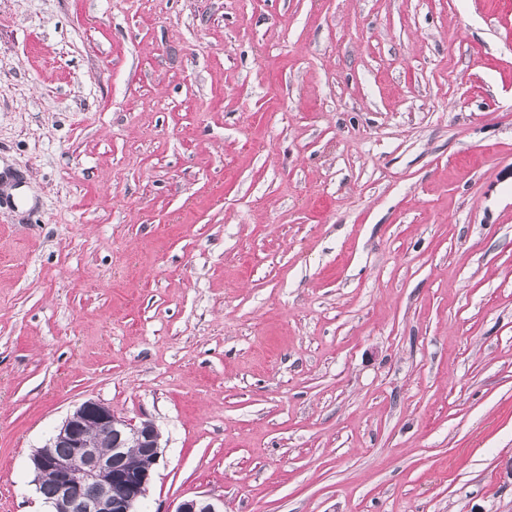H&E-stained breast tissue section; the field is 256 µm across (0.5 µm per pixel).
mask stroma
I'll list each match as a JSON object with an SVG mask.
<instances>
[{"mask_svg":"<svg viewBox=\"0 0 512 512\" xmlns=\"http://www.w3.org/2000/svg\"><path fill=\"white\" fill-rule=\"evenodd\" d=\"M88 399L139 512H512V0H0V512Z\"/></svg>","mask_w":512,"mask_h":512,"instance_id":"1","label":"stroma"}]
</instances>
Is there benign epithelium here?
<instances>
[{
  "mask_svg": "<svg viewBox=\"0 0 512 512\" xmlns=\"http://www.w3.org/2000/svg\"><path fill=\"white\" fill-rule=\"evenodd\" d=\"M133 448L137 461L125 465ZM162 456L153 422L117 417L89 399L69 414L50 442L31 456V464L51 474L55 491L45 498L50 512H137ZM175 512H221L207 499H186Z\"/></svg>",
  "mask_w": 512,
  "mask_h": 512,
  "instance_id": "obj_1",
  "label": "benign epithelium"
}]
</instances>
